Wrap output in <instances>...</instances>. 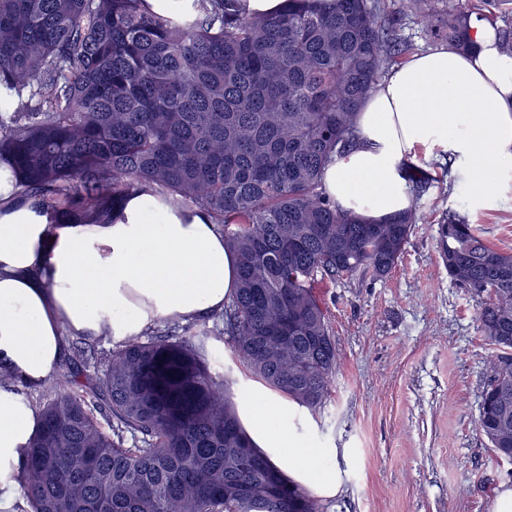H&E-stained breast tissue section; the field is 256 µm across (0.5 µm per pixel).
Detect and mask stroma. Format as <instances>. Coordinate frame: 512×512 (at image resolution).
<instances>
[{
  "label": "stroma",
  "instance_id": "1",
  "mask_svg": "<svg viewBox=\"0 0 512 512\" xmlns=\"http://www.w3.org/2000/svg\"><path fill=\"white\" fill-rule=\"evenodd\" d=\"M405 2L379 0L385 16L399 18L410 53L442 45ZM402 172L429 181L412 199L422 218L385 278L358 274L319 288L338 366L324 407L297 435L304 446L342 451L343 485L325 512H491L496 490L512 486V464L497 460L477 429L494 351L479 331L476 299L441 262L439 224L443 212L461 210L487 244L512 252V169L482 201L438 151H418ZM200 349L236 397L248 371L230 345Z\"/></svg>",
  "mask_w": 512,
  "mask_h": 512
}]
</instances>
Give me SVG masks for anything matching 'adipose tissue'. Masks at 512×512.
Wrapping results in <instances>:
<instances>
[{
	"mask_svg": "<svg viewBox=\"0 0 512 512\" xmlns=\"http://www.w3.org/2000/svg\"><path fill=\"white\" fill-rule=\"evenodd\" d=\"M468 29L471 52L413 55L371 91L354 146L324 173L337 208L372 222L408 210L401 165L423 147L447 153L479 189L512 167V55L495 26L473 18ZM423 101L428 111H418ZM235 287V257L204 210L149 190L54 228L0 166V367L27 385L53 376L69 337L121 343L161 322L196 321L222 311ZM239 386L235 408L252 444L313 496L335 497L342 472L324 461L338 449L297 447L302 408L262 383ZM40 420L32 401L0 388V512L21 502V462Z\"/></svg>",
	"mask_w": 512,
	"mask_h": 512,
	"instance_id": "1",
	"label": "adipose tissue"
}]
</instances>
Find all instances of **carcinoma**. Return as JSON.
Masks as SVG:
<instances>
[{"mask_svg": "<svg viewBox=\"0 0 512 512\" xmlns=\"http://www.w3.org/2000/svg\"><path fill=\"white\" fill-rule=\"evenodd\" d=\"M193 7L177 24L144 0H0V163L54 226L149 188L206 211L238 288L203 337L315 414L337 364L316 288L385 277L418 223L412 207L378 223L341 212L323 186L405 42L376 0H286L274 16L234 0ZM405 8L470 49L471 13L455 0ZM439 244L499 351L477 427L512 463V253L457 213ZM196 338L173 323L100 351L74 344L40 398L25 512H325L253 448Z\"/></svg>", "mask_w": 512, "mask_h": 512, "instance_id": "1", "label": "carcinoma"}]
</instances>
